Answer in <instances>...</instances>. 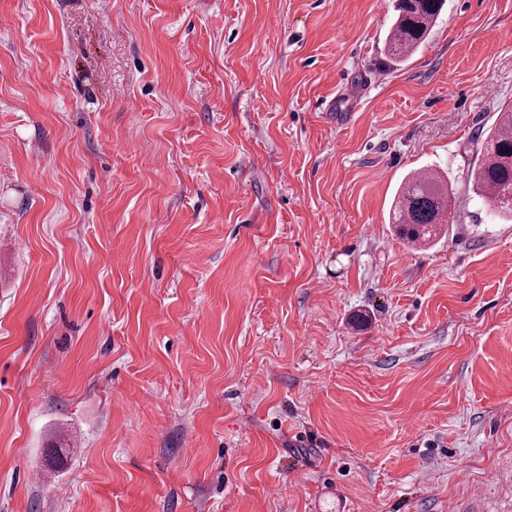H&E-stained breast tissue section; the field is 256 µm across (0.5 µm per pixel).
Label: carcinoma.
Instances as JSON below:
<instances>
[{"instance_id": "1", "label": "carcinoma", "mask_w": 512, "mask_h": 512, "mask_svg": "<svg viewBox=\"0 0 512 512\" xmlns=\"http://www.w3.org/2000/svg\"><path fill=\"white\" fill-rule=\"evenodd\" d=\"M446 0H396L395 19L385 40L387 64L398 69L417 52L435 26ZM466 184L512 221V110L502 113L487 134L479 160L467 171ZM449 187L430 169L406 175L392 203L399 235L414 245L434 241L447 220Z\"/></svg>"}]
</instances>
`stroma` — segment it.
I'll use <instances>...</instances> for the list:
<instances>
[{
	"mask_svg": "<svg viewBox=\"0 0 512 512\" xmlns=\"http://www.w3.org/2000/svg\"><path fill=\"white\" fill-rule=\"evenodd\" d=\"M393 14L0 0V512H512V0ZM395 19L385 40L387 64L398 69L417 52L435 26L446 0H396ZM501 114L465 180L476 195L497 210L501 219L512 221V110ZM449 187L431 169L406 175L392 203L393 224L408 243L427 245L434 241L438 230L447 220Z\"/></svg>",
	"mask_w": 512,
	"mask_h": 512,
	"instance_id": "obj_1",
	"label": "stroma"
}]
</instances>
